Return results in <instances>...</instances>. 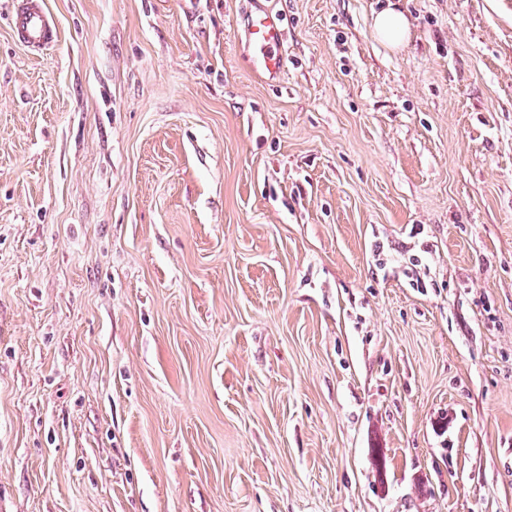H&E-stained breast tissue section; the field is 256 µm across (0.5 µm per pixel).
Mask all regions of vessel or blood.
<instances>
[{"label": "vessel or blood", "instance_id": "vessel-or-blood-1", "mask_svg": "<svg viewBox=\"0 0 512 512\" xmlns=\"http://www.w3.org/2000/svg\"><path fill=\"white\" fill-rule=\"evenodd\" d=\"M12 32L32 53H42L54 47L58 40L56 25L40 0H14ZM246 33L253 69L278 77L284 62L282 16L267 8H254L249 14Z\"/></svg>", "mask_w": 512, "mask_h": 512}]
</instances>
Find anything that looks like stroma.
I'll use <instances>...</instances> for the list:
<instances>
[{
    "instance_id": "obj_1",
    "label": "stroma",
    "mask_w": 512,
    "mask_h": 512,
    "mask_svg": "<svg viewBox=\"0 0 512 512\" xmlns=\"http://www.w3.org/2000/svg\"><path fill=\"white\" fill-rule=\"evenodd\" d=\"M0 0V512H512V0ZM12 32L31 53H42L54 47L58 40L56 25L40 0H14ZM373 28L378 38L392 49L400 48L409 35L408 18L391 4L375 14ZM250 61L255 71L278 77L283 69V18L270 9L255 7L250 11L247 28Z\"/></svg>"
}]
</instances>
